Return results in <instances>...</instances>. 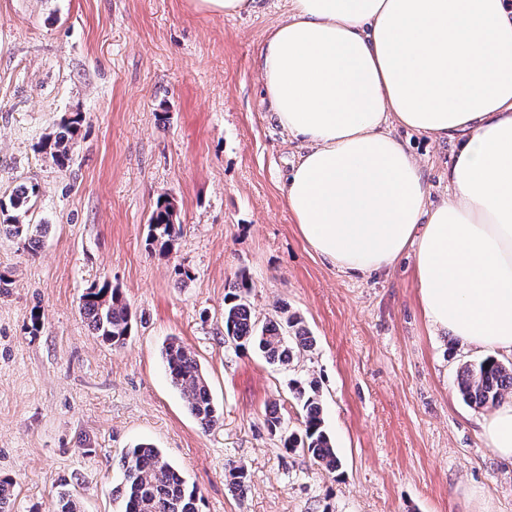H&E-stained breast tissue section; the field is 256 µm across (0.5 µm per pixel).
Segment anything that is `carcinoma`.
<instances>
[{"mask_svg": "<svg viewBox=\"0 0 512 512\" xmlns=\"http://www.w3.org/2000/svg\"><path fill=\"white\" fill-rule=\"evenodd\" d=\"M82 117L73 115L61 122L57 130L46 136L40 147L60 167L69 164L78 145ZM38 187L22 186L9 200H0V231L23 243L29 251L39 247V225L25 223L38 197ZM180 234L175 205L169 198L157 202L150 224L148 241L162 252L170 251ZM252 285L241 272L224 297V342L238 351L252 350L270 364L288 365L314 346V338L303 325L302 318L288 306H277L275 317L258 321L249 302ZM80 313L94 333L104 342L119 347L131 334L132 313L119 289L105 282L90 288L80 302ZM172 385L180 392L187 410L200 426L210 430L219 424L220 416L211 397L206 376L192 353L177 339H171L162 352ZM458 390L463 399L477 408L491 407L512 391V362L504 364L486 358L466 364L457 375ZM319 383L314 379L295 380L291 390L303 411L301 428L283 437V447L309 455L323 470L333 473L341 466L334 442L324 428ZM124 476V512H202V499L196 489L189 488L183 476L150 443L127 449L120 457ZM231 489L242 497L247 484L244 470H228Z\"/></svg>", "mask_w": 512, "mask_h": 512, "instance_id": "1", "label": "carcinoma"}]
</instances>
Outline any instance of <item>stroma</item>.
<instances>
[{"label":"stroma","instance_id":"stroma-1","mask_svg":"<svg viewBox=\"0 0 512 512\" xmlns=\"http://www.w3.org/2000/svg\"><path fill=\"white\" fill-rule=\"evenodd\" d=\"M288 0L234 16L197 0H0V199L40 192L36 251L0 233V475L11 512H54L68 483L84 512H124L120 457L149 442L202 498V512H512V460L481 430L456 376L483 351L434 331L415 256L368 277L343 274L302 240L284 185L298 146L273 119L258 56ZM70 163L39 145L73 113ZM431 186L451 190L453 144L399 130ZM174 199L173 250L149 245L159 199ZM258 320L288 303L315 339L284 368L224 341L238 271ZM110 283L133 313L120 348L79 311ZM39 313L38 332L30 330ZM180 340L205 372L221 420L203 430L162 358ZM317 379L333 473L283 448L302 407L289 388ZM249 485L227 486L229 465Z\"/></svg>","mask_w":512,"mask_h":512}]
</instances>
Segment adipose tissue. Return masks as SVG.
<instances>
[{"label": "adipose tissue", "mask_w": 512, "mask_h": 512, "mask_svg": "<svg viewBox=\"0 0 512 512\" xmlns=\"http://www.w3.org/2000/svg\"><path fill=\"white\" fill-rule=\"evenodd\" d=\"M259 58L303 241L351 276L413 252L430 327L512 354V0H288ZM399 127L456 142L452 196ZM481 428L512 458V400Z\"/></svg>", "instance_id": "obj_1"}]
</instances>
